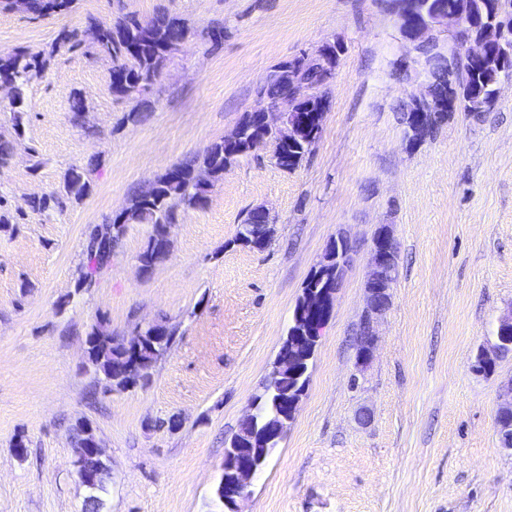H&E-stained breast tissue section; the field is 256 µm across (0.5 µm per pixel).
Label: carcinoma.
Returning a JSON list of instances; mask_svg holds the SVG:
<instances>
[{
  "mask_svg": "<svg viewBox=\"0 0 512 512\" xmlns=\"http://www.w3.org/2000/svg\"><path fill=\"white\" fill-rule=\"evenodd\" d=\"M0 0L1 10H22L30 18L37 20L49 16L50 9L56 14H66L75 6L76 0H55L50 6L49 0ZM433 8H446L449 4L462 6L470 21V36H481L480 21L500 10L498 0H430ZM189 28L184 20L167 13H159L149 19L141 20L134 16H119L110 21L92 20L84 30V35L64 30L59 39L72 49L84 45L93 53L110 61L112 93L122 99L134 100L137 107L129 112L127 120L138 122L150 109V89L158 80L162 69L171 54L186 39ZM462 44H453L450 48L454 57L453 91H448V72L441 51L432 52L428 58V70L432 78V97L421 107L425 112L426 129L420 139L432 138L448 116L462 110L469 116L479 119L489 111L488 103L494 93L497 81L508 76L512 78V43L502 54L496 53L477 64L467 60L461 52ZM342 46L334 42L324 44L318 53L306 58L308 68L303 75L300 97L297 99V111L311 117V127L317 128V134L307 137L293 145L285 146L275 134L268 132L264 144L271 146L272 159L285 171H293L309 156L320 138L322 123L320 114L327 111L329 104L325 86L331 78ZM48 64V58L41 53H31L18 49L11 54L0 56V86L11 91V105L24 104L26 92L31 82L42 76ZM284 92V85L277 71H272L258 93L267 100L275 101ZM248 153L229 150L220 140L211 145L201 156H192L174 166V171H166L151 186L152 195L141 191L134 193L127 207L119 214L109 217L102 224L92 227L86 236L84 253L86 271L81 277L79 287L91 288L96 275L112 260L116 247L124 236L126 224L137 221L152 225L153 232L146 247L139 255L141 269L147 272L163 261L168 250V231L176 223L179 208H196L206 203L210 188L224 177V171ZM95 168L88 167L72 170L65 182L63 191L33 197L29 207L34 211L59 209L73 200L78 201L91 188V176ZM270 241L269 229L259 218V209L246 214L243 224L239 225L232 243L244 247L263 249ZM145 338L133 341L112 335L98 323L92 326L86 337V352L97 372L103 374L111 388L124 391L135 387L139 381L149 377V371L171 348L174 331L157 324L154 329L144 332ZM262 403L259 419L266 422L276 415V393L271 384L264 380L258 387ZM111 472L106 463H100L99 481L88 485V496L84 512H100L101 494L107 491Z\"/></svg>",
  "mask_w": 512,
  "mask_h": 512,
  "instance_id": "cac0c4a2",
  "label": "carcinoma"
}]
</instances>
